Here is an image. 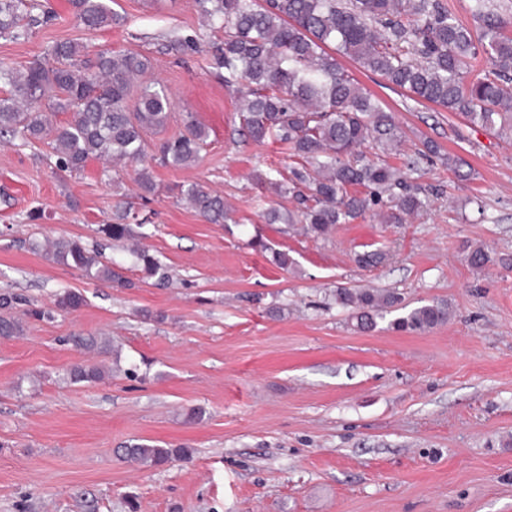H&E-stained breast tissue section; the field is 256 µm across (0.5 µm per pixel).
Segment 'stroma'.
I'll return each mask as SVG.
<instances>
[{
	"label": "stroma",
	"mask_w": 512,
	"mask_h": 512,
	"mask_svg": "<svg viewBox=\"0 0 512 512\" xmlns=\"http://www.w3.org/2000/svg\"><path fill=\"white\" fill-rule=\"evenodd\" d=\"M50 2L57 19L27 40L0 38V62L19 68L68 40L92 54L138 52L172 98L163 134L190 112L209 138L191 166H151V194L133 167L93 162L63 177L47 145L0 141V291L54 311L0 337V512H128L130 497L137 512H512V266L464 260L475 246L512 255V138L343 59L395 115L396 166L422 141L439 147L405 172L428 205L404 224L385 223L379 205L327 238L299 235L266 221L289 206L274 185L291 160L241 135L239 100L213 65L220 36L195 0H117L125 24L98 31L78 26L67 0ZM187 36L200 52L179 50ZM188 183L221 195L230 221L202 220L180 198ZM122 201L144 219L142 243L170 282L144 277L126 245L98 233ZM60 237L101 246L131 287L30 248ZM374 249L388 260L359 267L356 254ZM277 251L295 268L277 267ZM340 287L390 290L409 309L445 303L451 316L425 333L386 318L362 332L336 303ZM68 290L84 305L56 309ZM77 336L110 347L90 353ZM83 362L106 377L70 383L67 369ZM133 439L192 456L143 467L117 454Z\"/></svg>",
	"instance_id": "stroma-1"
}]
</instances>
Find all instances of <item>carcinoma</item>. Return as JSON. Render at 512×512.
Returning a JSON list of instances; mask_svg holds the SVG:
<instances>
[{
  "instance_id": "cac0c4a2",
  "label": "carcinoma",
  "mask_w": 512,
  "mask_h": 512,
  "mask_svg": "<svg viewBox=\"0 0 512 512\" xmlns=\"http://www.w3.org/2000/svg\"><path fill=\"white\" fill-rule=\"evenodd\" d=\"M78 25L89 31L122 26L124 17L108 0H68ZM201 16L224 31L214 65L224 70V83L240 94L244 135L257 143L272 140L293 159L288 186L292 209L273 208L267 222L302 224L304 234L327 236L337 224H348L373 207L387 203V223L403 224L424 207L420 192L407 185L403 172L389 161L402 135L391 113L368 94L340 64L344 56L365 71L383 76L415 102H428L455 112L496 135L512 134V36L491 0H472L471 11L482 22L474 34L448 12L442 0H196ZM40 12H35V9ZM55 16L35 0H0V37L24 41L33 29ZM85 46L73 41L51 45L43 56L21 68L0 62V135L46 144L56 168L81 174L91 161L114 163L147 159L164 167H188L199 160L208 130L190 114L183 130L147 154L143 134L162 128L170 116L164 87L148 77L150 60L128 49L102 50L84 58ZM484 57L491 69L468 77L471 61ZM135 106L129 107L130 99ZM61 112L72 118L54 120ZM374 144L383 157L369 158ZM182 198L205 221L221 224L227 217L224 198L196 184L180 189ZM131 208L99 232L114 242L141 237L143 223L129 222ZM43 251L54 261L103 281H120L101 252L72 239L49 242ZM145 277L168 278L166 266L144 248L131 251ZM387 259L384 251L356 256L363 267ZM476 270L493 262L482 247L465 256ZM22 302L0 293V336H14L22 324L7 312ZM84 296L66 291L59 310L84 305ZM401 302L397 293L336 289V304L352 311L356 327L370 330ZM450 316L444 303L416 307L394 319V329L427 332ZM67 377L72 383L104 378L96 364L77 363ZM122 458L145 467L186 460V448H159L132 441Z\"/></svg>"
}]
</instances>
